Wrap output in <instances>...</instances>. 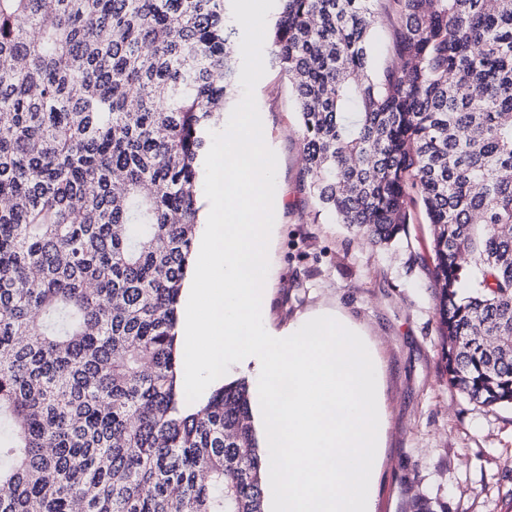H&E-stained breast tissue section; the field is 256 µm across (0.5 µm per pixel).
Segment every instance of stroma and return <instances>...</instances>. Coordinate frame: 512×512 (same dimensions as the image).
I'll use <instances>...</instances> for the list:
<instances>
[{
    "label": "stroma",
    "instance_id": "stroma-1",
    "mask_svg": "<svg viewBox=\"0 0 512 512\" xmlns=\"http://www.w3.org/2000/svg\"><path fill=\"white\" fill-rule=\"evenodd\" d=\"M264 140L277 155L274 231L263 324L278 333L314 312L340 314L374 344L386 440L374 512H512V407L485 406L444 374L433 290L432 229L413 208L397 241L374 247L331 218L314 219L294 92L276 68L255 87Z\"/></svg>",
    "mask_w": 512,
    "mask_h": 512
}]
</instances>
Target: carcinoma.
Instances as JSON below:
<instances>
[{
  "instance_id": "obj_1",
  "label": "carcinoma",
  "mask_w": 512,
  "mask_h": 512,
  "mask_svg": "<svg viewBox=\"0 0 512 512\" xmlns=\"http://www.w3.org/2000/svg\"><path fill=\"white\" fill-rule=\"evenodd\" d=\"M230 6L0 0V512H265L247 381L177 386ZM265 40L313 220L389 246L421 205L449 381L512 406V0H281ZM389 33L385 25H378L372 31L371 52L376 62L384 65L390 62L388 52Z\"/></svg>"
}]
</instances>
